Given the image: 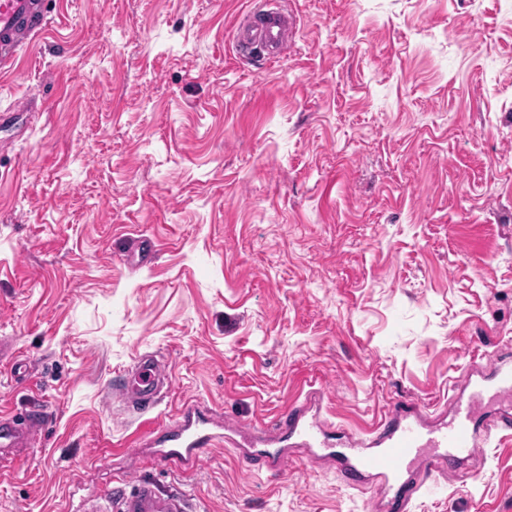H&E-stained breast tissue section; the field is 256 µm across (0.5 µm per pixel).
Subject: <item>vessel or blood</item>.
I'll return each instance as SVG.
<instances>
[{
  "mask_svg": "<svg viewBox=\"0 0 512 512\" xmlns=\"http://www.w3.org/2000/svg\"><path fill=\"white\" fill-rule=\"evenodd\" d=\"M259 19L238 23L233 31L236 50L253 48L262 64L278 60L294 21L285 0H263ZM45 0H0V70L15 64L22 51L46 26ZM167 381L165 366L146 359L131 368L127 380L114 384L113 402L141 410L158 405ZM494 402L512 405V364L495 357L488 374L466 373L446 419L432 422L411 404L398 402L360 436L337 437L326 415L320 389L309 388L270 424L245 425L213 414L200 402H185L163 429H148L142 440L127 444V472H134L142 449H152L159 467L194 471L214 448L232 449L245 465L282 471L297 454L338 470L350 487L366 479L380 480L386 512H412L427 478L454 472L471 459L484 442L512 435V414L488 419ZM51 414L34 406L25 413L0 414V477L11 475L24 448L42 441ZM78 512H192L182 491H164L147 479L130 488H114L83 500Z\"/></svg>",
  "mask_w": 512,
  "mask_h": 512,
  "instance_id": "vessel-or-blood-1",
  "label": "vessel or blood"
}]
</instances>
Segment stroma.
Returning a JSON list of instances; mask_svg holds the SVG:
<instances>
[{
  "mask_svg": "<svg viewBox=\"0 0 512 512\" xmlns=\"http://www.w3.org/2000/svg\"><path fill=\"white\" fill-rule=\"evenodd\" d=\"M249 8L51 0L0 72V411L53 414L0 512H75L119 481L111 445L145 428L107 390L146 354L170 374L159 421L194 399L268 422L311 382L352 433L397 401L438 416L464 369L512 358V0H288L266 67L232 49ZM141 472L194 512L381 497L222 448ZM413 512H512V438Z\"/></svg>",
  "mask_w": 512,
  "mask_h": 512,
  "instance_id": "1",
  "label": "stroma"
}]
</instances>
